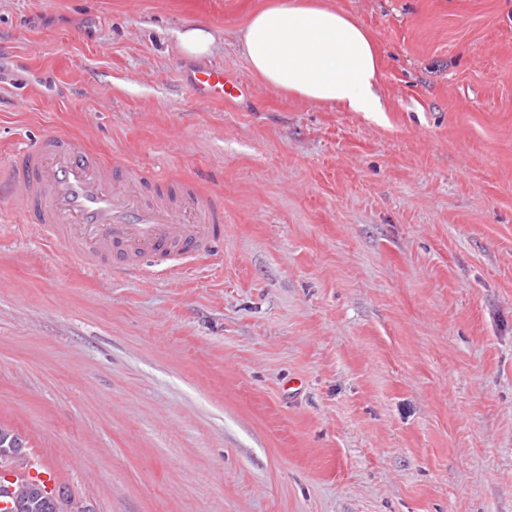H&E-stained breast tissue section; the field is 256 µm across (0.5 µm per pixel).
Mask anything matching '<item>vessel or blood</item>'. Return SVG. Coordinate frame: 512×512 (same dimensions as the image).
<instances>
[{
    "mask_svg": "<svg viewBox=\"0 0 512 512\" xmlns=\"http://www.w3.org/2000/svg\"><path fill=\"white\" fill-rule=\"evenodd\" d=\"M202 97L227 103L244 93L221 68L191 80ZM0 197L20 201L24 224L63 242L89 270L151 274L190 267L224 238V204L186 182H167L126 162H108L69 135L52 134L0 168Z\"/></svg>",
    "mask_w": 512,
    "mask_h": 512,
    "instance_id": "vessel-or-blood-1",
    "label": "vessel or blood"
}]
</instances>
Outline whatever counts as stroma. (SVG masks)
I'll return each mask as SVG.
<instances>
[{"label": "stroma", "instance_id": "35a3bbf8", "mask_svg": "<svg viewBox=\"0 0 512 512\" xmlns=\"http://www.w3.org/2000/svg\"><path fill=\"white\" fill-rule=\"evenodd\" d=\"M214 2L0 0V157L67 133L224 203L193 269L134 276L0 201V425L91 512H512V0H328L379 112L275 92L259 0ZM213 32L204 24L190 26L178 34L181 49L191 56L208 54L214 44ZM193 90L202 97L227 103L244 94V88L236 76L224 68L201 66L191 80Z\"/></svg>", "mask_w": 512, "mask_h": 512}]
</instances>
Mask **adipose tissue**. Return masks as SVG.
<instances>
[{
	"label": "adipose tissue",
	"mask_w": 512,
	"mask_h": 512,
	"mask_svg": "<svg viewBox=\"0 0 512 512\" xmlns=\"http://www.w3.org/2000/svg\"><path fill=\"white\" fill-rule=\"evenodd\" d=\"M239 33L253 74L283 96L382 111L377 45L344 10L324 0H261Z\"/></svg>",
	"instance_id": "adipose-tissue-1"
}]
</instances>
